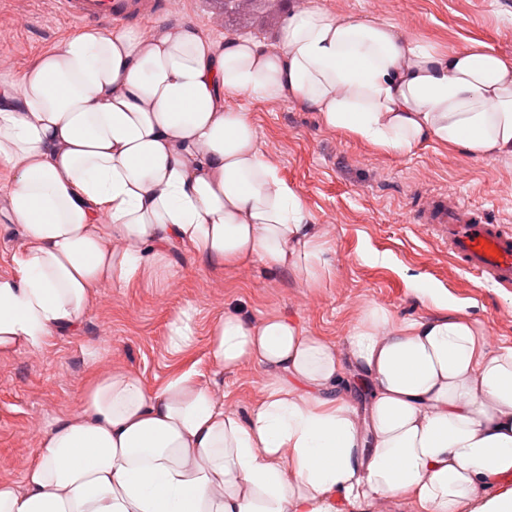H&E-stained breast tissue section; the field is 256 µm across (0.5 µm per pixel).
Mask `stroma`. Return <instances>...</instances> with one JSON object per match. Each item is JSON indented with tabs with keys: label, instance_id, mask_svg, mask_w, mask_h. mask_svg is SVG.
Masks as SVG:
<instances>
[{
	"label": "stroma",
	"instance_id": "1",
	"mask_svg": "<svg viewBox=\"0 0 512 512\" xmlns=\"http://www.w3.org/2000/svg\"><path fill=\"white\" fill-rule=\"evenodd\" d=\"M312 5L382 19L443 51L482 44L512 60V0H283L271 20L240 25L215 0H182L177 18L217 42L234 35L269 40L289 13ZM81 29L57 0H0V87L18 90L40 56ZM224 107L250 112L262 153L299 192L306 220L325 245L322 280L307 285L258 261L212 270L182 251L172 255L167 279L104 286L77 329L38 351L0 353V482H22L41 432L75 409L95 371H129L154 392L193 367L220 402L248 417L260 396L259 368L225 371L210 352V331L228 310L254 320L284 314L341 347L370 304L403 319L433 315L412 291L419 282L447 293L449 306L476 323L488 349L512 346V289L461 270L413 220L427 197L444 193L512 226V158L476 160L433 143L398 155L326 128L316 112L294 103L235 97ZM8 188L0 172V277L12 274L23 241L21 227L4 215ZM186 309L193 335L176 351L170 328Z\"/></svg>",
	"mask_w": 512,
	"mask_h": 512
}]
</instances>
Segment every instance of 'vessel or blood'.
<instances>
[{
	"instance_id": "vessel-or-blood-1",
	"label": "vessel or blood",
	"mask_w": 512,
	"mask_h": 512,
	"mask_svg": "<svg viewBox=\"0 0 512 512\" xmlns=\"http://www.w3.org/2000/svg\"><path fill=\"white\" fill-rule=\"evenodd\" d=\"M62 14L73 21L109 24L159 12L177 13L180 0H58ZM429 235L448 247L464 269L484 275L501 288H512V227L477 218L470 208L438 194L417 215Z\"/></svg>"
}]
</instances>
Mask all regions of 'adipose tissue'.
Returning <instances> with one entry per match:
<instances>
[{"mask_svg":"<svg viewBox=\"0 0 512 512\" xmlns=\"http://www.w3.org/2000/svg\"><path fill=\"white\" fill-rule=\"evenodd\" d=\"M229 97L286 100L396 154L427 143L512 158V60L481 45L445 53L381 19L318 6L272 41L217 43L195 26L147 35L87 29L42 55L18 95H0L6 216L23 244L0 278V350H37L80 326L104 285L171 274L186 249L210 268L259 259L316 283L325 266L299 193ZM399 320L368 306L345 347L293 319L228 312L212 328L226 371L261 370L248 417L197 370L150 393L131 372L93 375L39 439L0 512H340L405 497L457 512L512 475V346L488 350L447 298ZM359 376L367 419L339 394Z\"/></svg>","mask_w":512,"mask_h":512,"instance_id":"1","label":"adipose tissue"}]
</instances>
